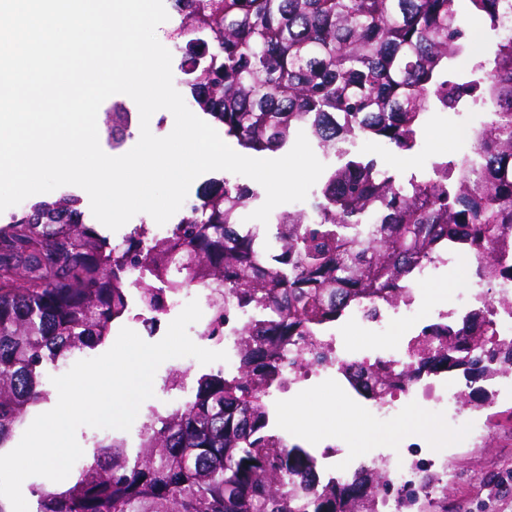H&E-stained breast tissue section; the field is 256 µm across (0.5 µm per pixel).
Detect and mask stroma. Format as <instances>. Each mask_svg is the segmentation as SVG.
I'll list each match as a JSON object with an SVG mask.
<instances>
[{
  "instance_id": "obj_1",
  "label": "stroma",
  "mask_w": 512,
  "mask_h": 512,
  "mask_svg": "<svg viewBox=\"0 0 512 512\" xmlns=\"http://www.w3.org/2000/svg\"><path fill=\"white\" fill-rule=\"evenodd\" d=\"M483 114L471 112L431 111L425 117L414 150L401 152L381 138H362L351 146L352 155L375 160L382 170L404 184L411 177L422 178L431 172L433 162L457 154L456 130L476 127ZM448 130V138L439 140L435 134ZM459 285V271L455 263H448L435 279L419 282L417 296L423 302V319H430L433 310L447 306L453 288ZM190 366L192 375L218 370V363L207 365L186 362L185 358H172L163 362L156 371L152 398L141 405L140 414L149 409L165 411L173 403V392L167 391L164 381L169 371L177 366ZM493 405L485 410L469 411V418L487 425L489 437L480 443L439 441L434 432L443 428L441 420H434L432 429H424L420 421L427 418L426 408L415 409L418 419L408 431L396 432L394 426L380 428L373 447H366L364 435L356 429L337 433L336 445L342 452L336 458L337 466L358 463V448L368 450L369 457L396 461L407 443L420 445L424 458L433 460L435 469H447L455 481L441 488L433 496L434 512H512V380L503 379L492 389Z\"/></svg>"
}]
</instances>
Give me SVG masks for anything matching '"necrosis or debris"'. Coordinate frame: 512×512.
<instances>
[{"label":"necrosis or debris","instance_id":"obj_1","mask_svg":"<svg viewBox=\"0 0 512 512\" xmlns=\"http://www.w3.org/2000/svg\"><path fill=\"white\" fill-rule=\"evenodd\" d=\"M422 309L421 302L412 291L408 292L402 303L379 308L377 314L373 316L369 315L367 307L352 308V323L372 328L376 332L375 344L367 355L360 358L347 349L339 336L332 331L291 342L280 353L282 378L269 387V400H277L281 394L291 391L299 383L320 373H333L342 376L348 384L369 387L367 375L351 369L352 364L359 360L366 364L384 365L394 372L411 373L415 367L416 353L426 343L425 337L418 333L411 334L393 343L386 339L385 333L394 321L415 318ZM460 397L461 392L457 389H446L440 393L430 389L421 391L418 390L416 383L410 382L389 395L372 390L369 415L378 425H391L399 420L408 408L423 402L427 404L431 413L450 415L463 440L472 443L485 440L486 431L483 427L457 414L456 407Z\"/></svg>","mask_w":512,"mask_h":512}]
</instances>
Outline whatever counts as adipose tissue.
<instances>
[{"label":"adipose tissue","instance_id":"ef3b65f1","mask_svg":"<svg viewBox=\"0 0 512 512\" xmlns=\"http://www.w3.org/2000/svg\"><path fill=\"white\" fill-rule=\"evenodd\" d=\"M286 425L301 430L316 439H331L341 429H364L367 421L353 408L322 406L315 398L306 396L288 404L282 411Z\"/></svg>","mask_w":512,"mask_h":512}]
</instances>
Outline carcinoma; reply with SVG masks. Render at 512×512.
Here are the masks:
<instances>
[{
	"mask_svg": "<svg viewBox=\"0 0 512 512\" xmlns=\"http://www.w3.org/2000/svg\"><path fill=\"white\" fill-rule=\"evenodd\" d=\"M472 19L496 36L491 56L452 69ZM191 105L244 149L276 151L299 132L326 157L361 137L401 151L417 145L424 116L466 108L488 114L467 153L437 161L405 185L372 160L325 171L310 208L282 212L275 232L245 228L253 191L225 180L200 204L150 234L113 245L83 223L77 195L33 201L0 226V452L48 400L50 370L105 343L116 322L161 315L193 283L214 316L229 301L262 313L244 326L240 372L191 370L167 382L187 395L150 410L137 446L111 433L63 487L38 484L30 512H377L381 495L412 503L386 464L321 483L299 445L272 448L266 388L279 349L313 336L367 302L397 305L418 266L456 249L477 281L512 280V0H171ZM480 301L454 325L427 328L435 346L418 371L474 382L512 374V340ZM365 371L384 393L402 377ZM487 391L462 406H490Z\"/></svg>",
	"mask_w": 512,
	"mask_h": 512,
	"instance_id": "cac0c4a2",
	"label": "carcinoma"
}]
</instances>
